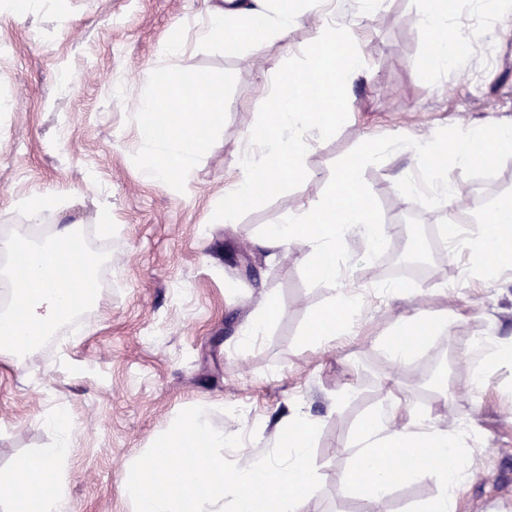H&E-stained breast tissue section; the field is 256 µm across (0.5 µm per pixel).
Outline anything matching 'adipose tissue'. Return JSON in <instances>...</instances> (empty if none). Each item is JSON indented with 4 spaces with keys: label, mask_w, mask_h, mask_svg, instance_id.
Wrapping results in <instances>:
<instances>
[{
    "label": "adipose tissue",
    "mask_w": 512,
    "mask_h": 512,
    "mask_svg": "<svg viewBox=\"0 0 512 512\" xmlns=\"http://www.w3.org/2000/svg\"><path fill=\"white\" fill-rule=\"evenodd\" d=\"M313 0H214L209 21L201 35L222 42L226 51L244 48L260 51L266 37H287L289 30L307 14ZM424 28L431 33L428 57L440 67L457 66L468 55L469 36L462 27L449 24L447 0H425ZM153 92L141 101L140 140L147 149L144 173L152 179L188 175L210 143L209 131L223 120V101L206 77H198L197 89L204 112L179 109L183 77L175 73L152 75ZM480 144L484 164L493 167L512 157V125L479 123L448 133L404 141L403 153L428 176L430 193L451 197L461 191L450 177L452 171L474 167L471 144ZM392 141L366 136L362 153L349 161L320 206L304 210L288 223L270 228L261 240L274 251L288 245L298 248L310 276L336 282L337 257L348 235L359 236L376 251L390 228L361 189V170L381 161ZM481 237L468 241L481 260L483 276H496L501 264L512 258V198L498 201L484 218ZM357 298L338 289L330 308L317 314L309 327L311 340L323 342L344 333L357 311ZM438 325L418 317L401 319L381 342L387 358L397 366L411 363ZM426 415L403 408L398 398L372 413L362 424L349 451L354 466L340 479L343 489L379 505L400 482L421 475L434 477L438 495L427 512H456L460 492L473 475V460L460 448L457 435L427 425ZM59 441L17 458L0 470V512H69V488L62 479L71 454L67 425H59Z\"/></svg>",
    "instance_id": "ef3b65f1"
}]
</instances>
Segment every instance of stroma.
<instances>
[{"mask_svg":"<svg viewBox=\"0 0 512 512\" xmlns=\"http://www.w3.org/2000/svg\"><path fill=\"white\" fill-rule=\"evenodd\" d=\"M423 9V0H387L360 22L349 0H334L287 38L269 37L260 53L234 55L201 39L206 0H48L24 19L0 12V239L19 225L37 239L54 225H78L92 248L107 252L101 276L111 282L85 315L81 337L0 358V468L54 443L49 421L60 414L73 431L70 512H134L120 490L124 467L181 410L223 403L213 423L249 434L231 455L244 466L272 448L277 425L298 407L320 426L313 512H372L373 503L341 491L339 476L354 464L347 445L393 391L436 427L452 432L465 423L477 432L469 449L475 473L457 512H512V360L490 363L478 389L469 371L472 337L512 345V267L480 282L470 251L454 255L438 241L450 221L462 238L479 236L484 213L512 197V159L467 170V190L448 203L399 190L396 177L426 180L402 152L366 166L363 191L380 221L412 225L416 234L391 235L376 252L348 236L336 283L314 281L295 247L270 260L258 246L269 227L324 199L365 133L413 139L512 121V38L504 27L468 0L464 16L481 19L493 52L475 49L430 78L419 71L427 56ZM324 18L358 27L364 71L350 90L346 123L307 152L301 186L234 223L213 220L264 85L316 39ZM175 30L184 40L176 56L166 47ZM152 69L207 74L223 96V123L183 183L141 176L139 102ZM47 194L60 207L39 221L16 207ZM104 210L112 217L107 238L97 231ZM239 250L250 276L234 264ZM400 252L420 257L421 278L394 300L381 289L400 271ZM341 288L359 296L354 332L315 346L306 330ZM269 293L280 313L240 345L243 325ZM413 316L447 327L411 364L392 366L379 342ZM438 490L435 478L418 477L395 486L381 508L424 512Z\"/></svg>","mask_w":512,"mask_h":512,"instance_id":"stroma-1","label":"stroma"}]
</instances>
